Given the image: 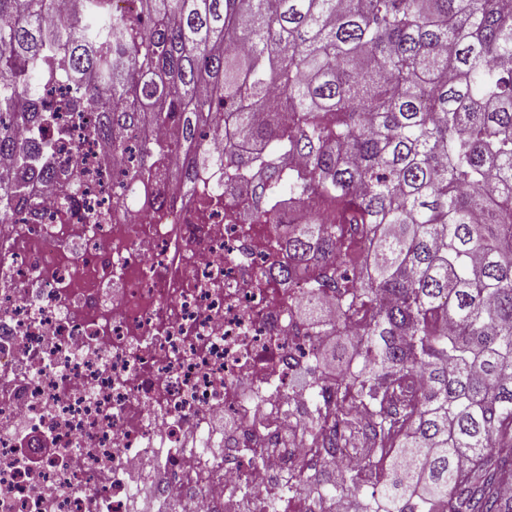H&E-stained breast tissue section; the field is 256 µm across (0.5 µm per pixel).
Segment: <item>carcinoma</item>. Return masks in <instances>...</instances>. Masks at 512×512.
<instances>
[{
    "instance_id": "obj_1",
    "label": "carcinoma",
    "mask_w": 512,
    "mask_h": 512,
    "mask_svg": "<svg viewBox=\"0 0 512 512\" xmlns=\"http://www.w3.org/2000/svg\"><path fill=\"white\" fill-rule=\"evenodd\" d=\"M0 0V225L51 163L59 113L88 112L132 199L177 146L265 221L288 195L291 263L362 309L357 356L315 402L317 448H368L324 491L366 512H512V0ZM63 82L55 107L36 91ZM288 113V121L280 113ZM224 135V156L203 134ZM343 224L371 231L342 249ZM363 266L360 284L347 280ZM423 377L420 388L414 380Z\"/></svg>"
}]
</instances>
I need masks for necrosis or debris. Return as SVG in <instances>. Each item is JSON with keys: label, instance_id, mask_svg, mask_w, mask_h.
Instances as JSON below:
<instances>
[{"label": "necrosis or debris", "instance_id": "1", "mask_svg": "<svg viewBox=\"0 0 512 512\" xmlns=\"http://www.w3.org/2000/svg\"><path fill=\"white\" fill-rule=\"evenodd\" d=\"M61 122L39 209L0 225V512H310L283 481L322 454L305 274L260 279L283 260L273 230L241 195L202 208L211 170L178 181L170 157L151 195L122 200L91 115Z\"/></svg>", "mask_w": 512, "mask_h": 512}]
</instances>
